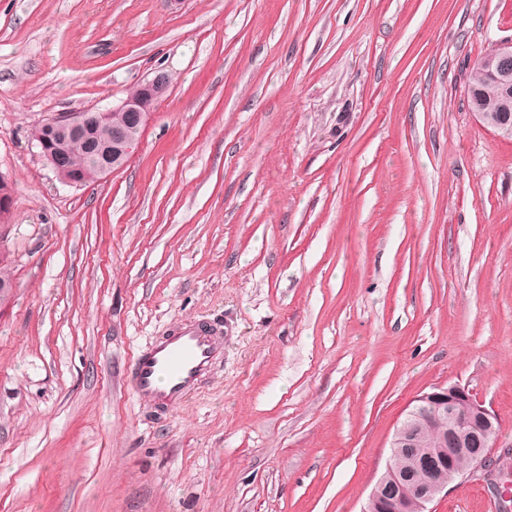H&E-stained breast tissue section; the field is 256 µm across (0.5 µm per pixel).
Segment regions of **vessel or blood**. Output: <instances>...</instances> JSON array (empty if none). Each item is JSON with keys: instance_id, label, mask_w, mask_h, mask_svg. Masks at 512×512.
Masks as SVG:
<instances>
[{"instance_id": "1", "label": "vessel or blood", "mask_w": 512, "mask_h": 512, "mask_svg": "<svg viewBox=\"0 0 512 512\" xmlns=\"http://www.w3.org/2000/svg\"><path fill=\"white\" fill-rule=\"evenodd\" d=\"M223 348L218 323L184 321L132 355L130 388L160 413H170L198 392Z\"/></svg>"}]
</instances>
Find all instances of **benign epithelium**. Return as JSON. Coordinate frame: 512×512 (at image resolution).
I'll return each instance as SVG.
<instances>
[{"label":"benign epithelium","mask_w":512,"mask_h":512,"mask_svg":"<svg viewBox=\"0 0 512 512\" xmlns=\"http://www.w3.org/2000/svg\"><path fill=\"white\" fill-rule=\"evenodd\" d=\"M485 78V89L482 92L474 91L477 98L474 114L480 122L491 128L502 138L512 137V123L508 117L512 115V39L501 42L492 47L480 60ZM168 76L160 72L151 80L140 86L137 92L129 95L118 106L90 116L84 112H69L57 114L34 131V139L40 148V153L52 169L71 185L83 184L80 175L73 173L65 164V141L86 135L92 123L112 121V115H121L123 122L112 127V142L102 146H95L94 151L100 156L99 173L110 174L122 168L135 146L129 137V126L144 129L151 112L157 102L166 93ZM493 98L500 104L498 113L488 112L484 108V101ZM417 401L425 402L433 408V417L439 423L448 425V454H453L460 448L470 447L473 468L480 471L490 467V459L486 449L493 447L495 436V414L478 401L469 388L459 383L448 386H436L428 392L417 397ZM464 405L470 408L471 413L482 422L483 430L470 437L461 435L457 430L458 414L456 406ZM419 418L418 410L408 412L405 419L396 428L390 446L398 442L411 443L416 437V420ZM429 461L424 459L410 467L409 475L416 480L418 488V512H432L429 505L442 492L447 491L448 484L458 479L453 469H448V481L433 483L429 479Z\"/></svg>","instance_id":"7a95c632"}]
</instances>
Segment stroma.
Returning <instances> with one entry per match:
<instances>
[{"label": "stroma", "mask_w": 512, "mask_h": 512, "mask_svg": "<svg viewBox=\"0 0 512 512\" xmlns=\"http://www.w3.org/2000/svg\"><path fill=\"white\" fill-rule=\"evenodd\" d=\"M511 38L512 0H0V512H361L448 383L512 453V139L467 101ZM159 71L126 165L62 182L35 127ZM198 316L224 355L158 416L128 361ZM419 418L418 410H410L405 419L396 428L391 442L390 453L393 455V464L402 465L405 460V454L424 455L429 448H438L439 427L432 426L424 438L415 446V448H394L398 442L411 443L416 437V420Z\"/></svg>", "instance_id": "35a3bbf8"}]
</instances>
